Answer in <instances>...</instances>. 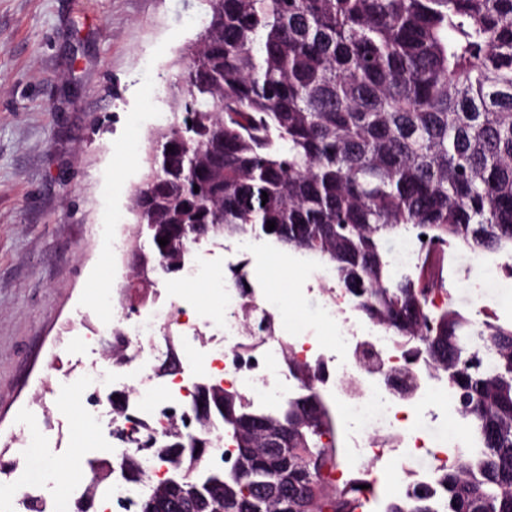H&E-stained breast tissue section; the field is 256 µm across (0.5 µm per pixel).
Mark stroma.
<instances>
[{
    "mask_svg": "<svg viewBox=\"0 0 512 512\" xmlns=\"http://www.w3.org/2000/svg\"><path fill=\"white\" fill-rule=\"evenodd\" d=\"M202 14L201 0H0V455L32 480L101 449L82 405L56 394L77 368L62 347L103 317L93 296L125 282L96 227L132 229L128 197L154 130L146 115L168 111ZM471 258L461 251L449 301L512 322V288L479 280ZM229 259L257 268L274 302H293L284 329L329 340L316 301L299 293L317 280L303 257L269 248ZM31 414L57 447H26L19 422Z\"/></svg>",
    "mask_w": 512,
    "mask_h": 512,
    "instance_id": "stroma-1",
    "label": "stroma"
}]
</instances>
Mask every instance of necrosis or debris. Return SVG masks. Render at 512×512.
I'll use <instances>...</instances> for the list:
<instances>
[{"mask_svg": "<svg viewBox=\"0 0 512 512\" xmlns=\"http://www.w3.org/2000/svg\"><path fill=\"white\" fill-rule=\"evenodd\" d=\"M325 293L321 316L337 329L330 344L308 332L285 335L271 329L264 333L262 350L248 348L240 319L242 307L251 306L272 320L277 314L270 311L260 283H252L245 295L232 276L224 279L220 333L208 336L201 332L202 317L193 298L183 289L171 288L164 298L151 299L134 311L122 309L102 320L95 335L79 337L77 348L87 351L105 348L116 336L131 342L124 360L100 362L67 382L69 390L83 393L87 416L105 424L106 442L112 447V478L95 502L97 512H139L148 483L166 476L167 464L158 449L142 450L136 443L162 440L177 420L190 415L195 379L228 385L255 409L284 405L298 390L284 359L288 346L299 361L321 370L318 386L327 401L335 403L350 433L338 477L365 470L378 476L392 459L405 461L425 454L431 458L430 466L412 470L411 476L419 483H433L436 467L447 462L449 449L471 445L463 430L437 440L423 428L425 408L440 406L446 416H453L447 382L424 364H411L393 336L358 312L343 289L329 286ZM201 346L207 350L206 361L193 373L158 374L169 351L191 362ZM105 394L125 397L124 414L103 412L101 397ZM187 431L211 443L199 467L224 471L233 467L236 445L231 436L219 427L204 428L193 422ZM128 455L137 457L144 483L137 485L123 477L121 463ZM51 487V482L36 484L27 473L17 474L14 492L0 491V512H16L17 501L24 498L36 500L42 512H56Z\"/></svg>", "mask_w": 512, "mask_h": 512, "instance_id": "4bbe7bcc", "label": "necrosis or debris"}]
</instances>
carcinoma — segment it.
Returning a JSON list of instances; mask_svg holds the SVG:
<instances>
[{"label":"carcinoma","mask_w":512,"mask_h":512,"mask_svg":"<svg viewBox=\"0 0 512 512\" xmlns=\"http://www.w3.org/2000/svg\"><path fill=\"white\" fill-rule=\"evenodd\" d=\"M202 2L172 120L153 131L128 199L126 287L145 294L150 274L179 269L200 236H265L317 258L402 346L425 337L422 355L448 379L475 444L455 449L435 486L386 498L385 512H512V325L433 308L423 268L392 270L381 244L424 228L476 256L512 251V0ZM284 355L302 393L274 411L237 394L221 418L236 447L254 449L249 474L226 473L221 488L177 479L143 512H298L255 493L287 483L255 452L261 419L288 424L284 451L312 460L304 512H357L376 494L366 475L329 479L340 462L331 406L310 367ZM309 404L317 417L305 425ZM189 441L170 433L163 453L176 470L191 469L171 454Z\"/></svg>","instance_id":"carcinoma-1"}]
</instances>
